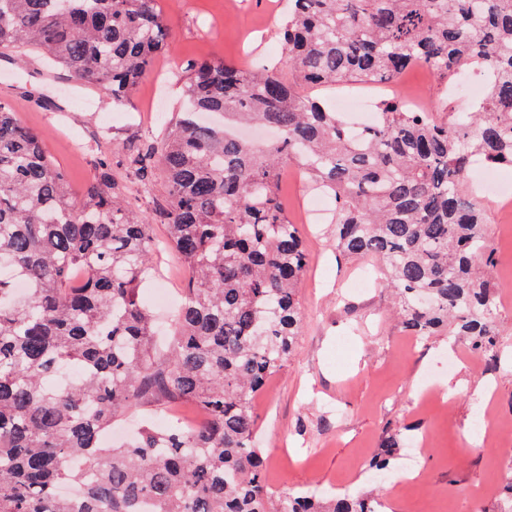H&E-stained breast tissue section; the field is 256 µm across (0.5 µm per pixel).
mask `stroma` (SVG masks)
Masks as SVG:
<instances>
[{"label": "stroma", "mask_w": 512, "mask_h": 512, "mask_svg": "<svg viewBox=\"0 0 512 512\" xmlns=\"http://www.w3.org/2000/svg\"><path fill=\"white\" fill-rule=\"evenodd\" d=\"M173 37L124 106L99 87L50 67L34 51L0 50V102L43 140L66 174L74 198L108 152L136 149L162 136L180 110L182 83L161 78L171 62L220 56L243 67L282 56L280 27L288 0H160ZM419 95L470 111L448 85L423 66L397 84L373 90L375 101ZM288 215L296 224L308 266L299 286L303 316L295 350L255 399L256 441L268 457L266 482L277 494L319 487L353 494L368 489V461L391 432L404 440L426 435L431 446L405 498L392 512H496L490 486L512 459V205L487 203L488 233L497 250L493 279L504 349L499 370L488 371L465 343L450 336L420 339L406 331L394 298L378 280L362 281L371 264L343 259L325 230L333 201L313 213L316 190L296 164L282 169ZM434 385L428 399L416 390ZM452 400H444L448 385ZM499 422L492 444L475 435L480 405Z\"/></svg>", "instance_id": "35a3bbf8"}]
</instances>
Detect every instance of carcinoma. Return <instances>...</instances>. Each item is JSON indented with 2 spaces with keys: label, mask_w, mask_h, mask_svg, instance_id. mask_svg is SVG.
<instances>
[{
  "label": "carcinoma",
  "mask_w": 512,
  "mask_h": 512,
  "mask_svg": "<svg viewBox=\"0 0 512 512\" xmlns=\"http://www.w3.org/2000/svg\"><path fill=\"white\" fill-rule=\"evenodd\" d=\"M280 34L294 79L279 61L196 63L164 135L127 154L145 195L148 161L165 172L163 242L106 167L75 202L37 133L0 103V258L14 270L0 275V512H376L369 491L275 496L255 443V398L301 330L308 258L282 201L286 160L334 198L336 253L382 261L406 327L456 336L497 367L495 248L470 169L512 166V0H291ZM170 36L158 0H0L1 49L36 50L118 107ZM417 66L450 84L478 69L485 92L445 120L433 103L384 100L364 130L311 93ZM234 123L277 138L227 134ZM165 248L187 278L161 346L140 287ZM175 401L204 422L103 444L124 414ZM401 448L386 436L368 469L388 470Z\"/></svg>",
  "instance_id": "1"
}]
</instances>
